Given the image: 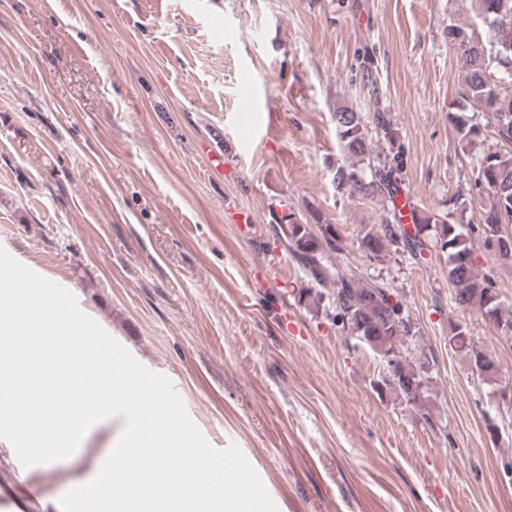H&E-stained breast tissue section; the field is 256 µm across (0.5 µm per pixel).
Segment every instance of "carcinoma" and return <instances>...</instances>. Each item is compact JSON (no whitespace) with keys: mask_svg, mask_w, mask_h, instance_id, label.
<instances>
[{"mask_svg":"<svg viewBox=\"0 0 512 512\" xmlns=\"http://www.w3.org/2000/svg\"><path fill=\"white\" fill-rule=\"evenodd\" d=\"M476 15L490 31L488 43L477 41L463 27L448 28V39L457 45L463 59L460 95L464 104L448 113V122L458 142L471 146L490 139L487 150L476 157L474 188L489 194L480 222L469 231L448 220L409 205L410 225L402 222L396 205L403 182L405 149L398 129L386 112L373 113L372 126L386 144V152L373 150L372 136L362 114L346 107L332 113L340 147L358 159L363 168L339 165L333 173L336 189L366 198H381L390 204L385 223L365 230L359 248L378 263L401 254L414 264H427L433 257L446 263L450 300L463 312H472L492 324L502 336H512V310L505 308L496 288L492 269L481 270L476 263L472 238L483 241L497 260L512 266V0H473ZM476 106L468 113L467 104ZM273 237L285 245L291 260L307 277L295 297L313 313L324 312L332 325L347 337L370 349L384 366L385 385L401 400L426 418L431 412L433 381L431 362L423 354L413 358L407 343L420 335L409 318L400 292L393 288L371 287L358 279L332 273L324 264L327 254L341 249L334 224L315 218L318 231L296 216L280 222L270 214ZM448 343L466 359L484 383L496 385L502 373L472 340L468 325L450 326Z\"/></svg>","mask_w":512,"mask_h":512,"instance_id":"1","label":"carcinoma"}]
</instances>
